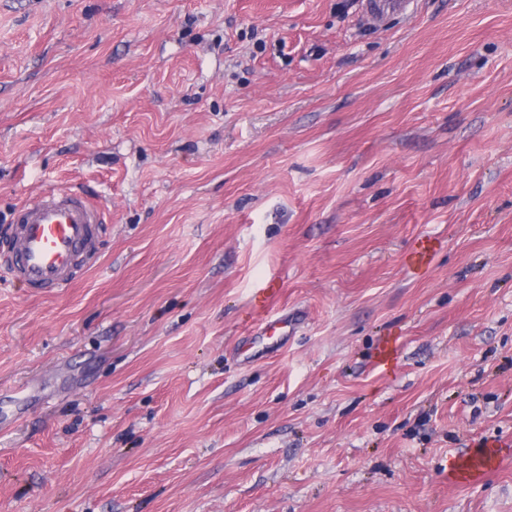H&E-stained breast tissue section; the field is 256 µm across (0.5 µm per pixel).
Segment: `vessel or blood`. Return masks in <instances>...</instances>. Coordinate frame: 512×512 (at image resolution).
<instances>
[{"label":"vessel or blood","mask_w":512,"mask_h":512,"mask_svg":"<svg viewBox=\"0 0 512 512\" xmlns=\"http://www.w3.org/2000/svg\"><path fill=\"white\" fill-rule=\"evenodd\" d=\"M11 246L0 252V270L36 292L71 286L98 253L102 211L70 189L42 191L17 205Z\"/></svg>","instance_id":"vessel-or-blood-1"}]
</instances>
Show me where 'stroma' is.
<instances>
[{
  "label": "stroma",
  "mask_w": 512,
  "mask_h": 512,
  "mask_svg": "<svg viewBox=\"0 0 512 512\" xmlns=\"http://www.w3.org/2000/svg\"><path fill=\"white\" fill-rule=\"evenodd\" d=\"M68 188L0 512H512V0H0V232ZM102 211L80 191H42L17 205L11 246L0 270L36 292L71 286L100 247Z\"/></svg>",
  "instance_id": "obj_1"
}]
</instances>
